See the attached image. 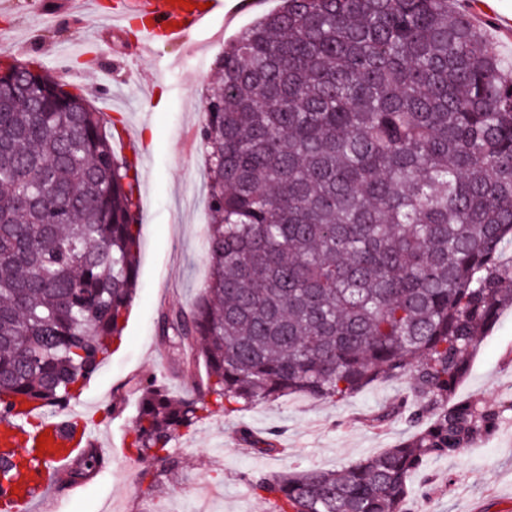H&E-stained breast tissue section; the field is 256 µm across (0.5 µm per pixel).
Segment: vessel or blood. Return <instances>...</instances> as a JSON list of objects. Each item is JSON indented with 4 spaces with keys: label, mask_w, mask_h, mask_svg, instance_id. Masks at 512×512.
<instances>
[{
    "label": "vessel or blood",
    "mask_w": 512,
    "mask_h": 512,
    "mask_svg": "<svg viewBox=\"0 0 512 512\" xmlns=\"http://www.w3.org/2000/svg\"><path fill=\"white\" fill-rule=\"evenodd\" d=\"M135 8L144 12L150 22L147 36L163 34L169 40L178 41L190 30L204 27L216 13L232 16L237 5L235 0H134ZM64 422L59 418L45 420L42 429L49 441L43 451L47 464L39 472L28 473L13 485L0 487V495L15 496L22 506H30L36 491L52 488L54 474L71 461L76 444L62 430Z\"/></svg>",
    "instance_id": "b4317fda"
}]
</instances>
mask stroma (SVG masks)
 Segmentation results:
<instances>
[{"mask_svg": "<svg viewBox=\"0 0 512 512\" xmlns=\"http://www.w3.org/2000/svg\"><path fill=\"white\" fill-rule=\"evenodd\" d=\"M281 0H241L232 18L215 17L179 43L147 40L141 26L114 25L125 0H0V61L34 62L64 84L82 89L106 121L115 122L117 151L137 164L140 239L137 289L121 341L84 387L71 414L86 418L105 466L78 488L50 491L39 512H197L193 489L217 491L210 512H271L249 477L294 468L334 469L402 442L401 418L378 422L409 396L405 380L378 382L335 403L291 395L238 415L204 418L172 442L187 466L155 477L129 448L137 401L131 381L154 376L176 396L199 397L203 366H187L160 335L162 313L190 309L204 283L208 196L190 198L203 179L206 156L198 139L207 88L222 76L225 44ZM478 23L494 51L512 63V38L494 14H511L512 0H476ZM456 400L502 406L498 432L475 447L432 461L415 479L412 512H512V309L505 310L477 350ZM274 436L279 452L262 454L239 438Z\"/></svg>", "mask_w": 512, "mask_h": 512, "instance_id": "obj_1", "label": "stroma"}]
</instances>
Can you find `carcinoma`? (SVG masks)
Listing matches in <instances>:
<instances>
[{"instance_id": "cac0c4a2", "label": "carcinoma", "mask_w": 512, "mask_h": 512, "mask_svg": "<svg viewBox=\"0 0 512 512\" xmlns=\"http://www.w3.org/2000/svg\"><path fill=\"white\" fill-rule=\"evenodd\" d=\"M202 111L209 277L161 332L211 401L139 380L130 447L174 473L171 441L211 406L408 378L404 441L252 489L275 512H409L414 475L504 412L452 398L512 307V69L448 0H283L224 49ZM138 210L137 167L83 91L0 63V421L69 405L121 338ZM45 465L1 456L0 485ZM104 465L86 445L56 485Z\"/></svg>"}]
</instances>
